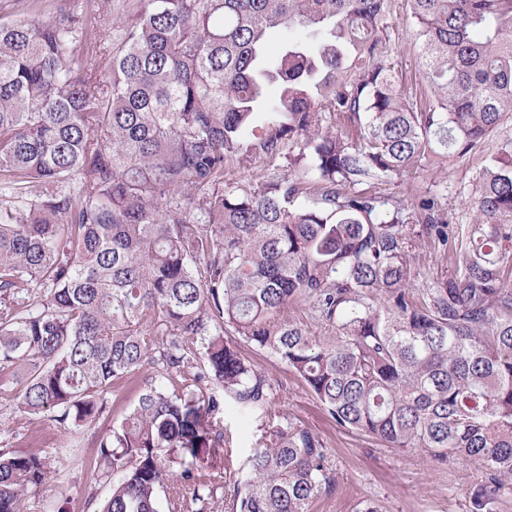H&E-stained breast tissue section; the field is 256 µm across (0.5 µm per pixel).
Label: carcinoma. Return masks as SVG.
<instances>
[{"mask_svg":"<svg viewBox=\"0 0 512 512\" xmlns=\"http://www.w3.org/2000/svg\"><path fill=\"white\" fill-rule=\"evenodd\" d=\"M125 2L112 37L81 0L0 20V371L24 368L20 407L78 429L151 364L99 440L97 474L120 475L99 512H159L168 482L167 512H311L335 484L321 438L280 417L242 481L212 424V384L243 414L275 406L251 346L338 426L478 464L468 512H499L512 497V141L489 137L512 115V0H407L421 103L395 81L391 0ZM279 29L293 35L270 57ZM103 60L110 75L90 80ZM332 115L347 129L319 132ZM478 150L459 235L437 195L374 190ZM278 159L280 177L224 183ZM33 182L50 190L30 200ZM208 188L195 204L189 191ZM414 236L452 266L419 290ZM297 300L336 336L280 320ZM49 470L0 450V512H20Z\"/></svg>","mask_w":512,"mask_h":512,"instance_id":"1","label":"carcinoma"}]
</instances>
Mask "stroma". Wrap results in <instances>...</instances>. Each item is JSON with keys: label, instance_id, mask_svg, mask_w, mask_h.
Returning a JSON list of instances; mask_svg holds the SVG:
<instances>
[{"label": "stroma", "instance_id": "obj_1", "mask_svg": "<svg viewBox=\"0 0 512 512\" xmlns=\"http://www.w3.org/2000/svg\"><path fill=\"white\" fill-rule=\"evenodd\" d=\"M393 5L395 79L417 94H428L419 65L421 43L409 20L406 0H393ZM483 165L482 153L473 152L444 166L425 167L381 184L378 190L406 203L420 191L438 193L451 228L460 233L472 221L470 198ZM243 353L275 382L277 411L309 428L332 450L335 488L313 504L312 512H355L364 500L374 501L381 512H468L470 490L483 476L477 464L441 465L421 449L397 451L343 429L274 357L250 347ZM143 388L140 375L120 383L108 394L103 415L92 425L73 430L61 428L49 415L24 413L17 404V385L0 376V448L41 453L50 457L54 467L46 483L29 489L23 497L22 512H97L110 497L112 483L95 472V441L120 424L137 405ZM213 423L232 435L236 455L243 460L274 421L261 410L239 415L225 403Z\"/></svg>", "mask_w": 512, "mask_h": 512}]
</instances>
